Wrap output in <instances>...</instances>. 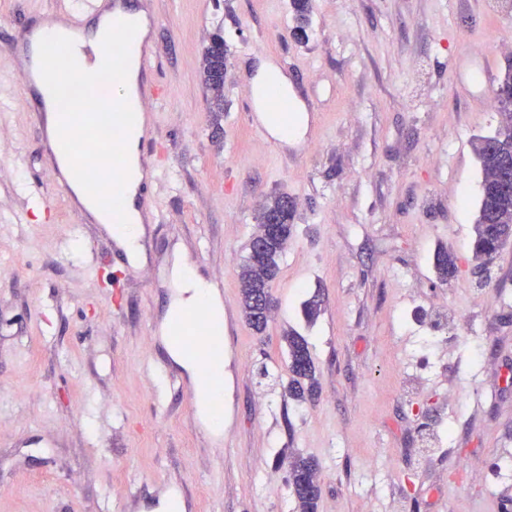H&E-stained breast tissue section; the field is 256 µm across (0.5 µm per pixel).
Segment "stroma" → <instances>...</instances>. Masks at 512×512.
Returning a JSON list of instances; mask_svg holds the SVG:
<instances>
[{
    "label": "stroma",
    "instance_id": "obj_1",
    "mask_svg": "<svg viewBox=\"0 0 512 512\" xmlns=\"http://www.w3.org/2000/svg\"><path fill=\"white\" fill-rule=\"evenodd\" d=\"M54 0H0V44H19ZM308 38L290 0H152L163 62L151 161L160 220L129 265L109 229H74L52 193L39 112L0 52V512H292L276 461L320 465L318 512H504L512 477V245L471 250L495 77L512 62V0H311ZM228 50L224 115L201 84L215 31ZM481 56L488 92L466 101L450 60ZM282 55L321 109L292 156L255 135L244 103ZM47 189L43 214L29 208ZM291 196L295 232L264 333L241 316L238 266L264 199ZM459 272L433 276L438 247ZM221 280L235 313L224 347V429L215 448L156 335L181 259ZM319 383L288 398L283 332L303 299ZM482 363H475L471 339Z\"/></svg>",
    "mask_w": 512,
    "mask_h": 512
}]
</instances>
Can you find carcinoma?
Here are the masks:
<instances>
[{
	"instance_id": "cac0c4a2",
	"label": "carcinoma",
	"mask_w": 512,
	"mask_h": 512,
	"mask_svg": "<svg viewBox=\"0 0 512 512\" xmlns=\"http://www.w3.org/2000/svg\"><path fill=\"white\" fill-rule=\"evenodd\" d=\"M296 21L292 29L297 40L307 38L308 17L311 11L310 0H291ZM227 68V49L224 38L217 34L207 46L201 67L203 86L212 94L210 112L214 120L224 112V77ZM475 152L482 171V181L478 196L477 215L474 224L473 252L485 261L493 260L501 251L502 234L499 219L512 211V196H501L486 187L503 157L512 159V130L498 128L490 136L479 139ZM267 208L275 207L283 224L281 234L265 243L262 259L255 263L252 256L244 258L239 266L238 278L242 311L246 323L256 332L266 329L273 307L260 306V295H271V288L280 272L279 259L288 247L295 231V214L291 200L284 194L269 196L263 202ZM434 269L439 281L445 282L456 276L459 267L455 257L445 248L434 255ZM321 312V300L314 294L301 303V313L305 322L313 324ZM282 341L288 359L289 381L286 388L288 397L303 402L316 392L318 380L315 365L310 353L309 342L298 331L284 332ZM278 465L287 466V486L295 501L297 512H317L321 489H313L320 483L319 464L313 458L291 456L278 460Z\"/></svg>"
}]
</instances>
